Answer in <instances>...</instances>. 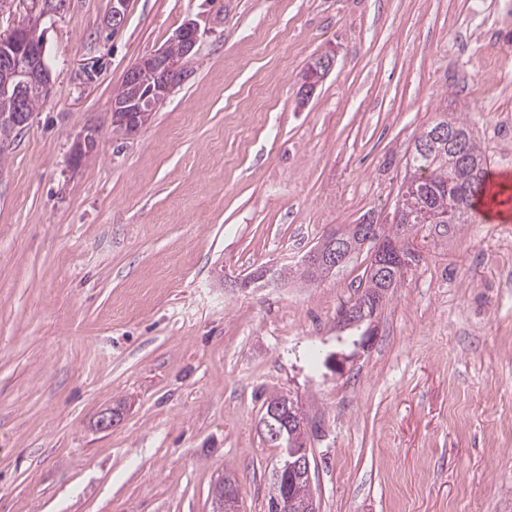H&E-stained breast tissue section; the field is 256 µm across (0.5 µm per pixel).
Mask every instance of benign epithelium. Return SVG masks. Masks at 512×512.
<instances>
[{"mask_svg": "<svg viewBox=\"0 0 512 512\" xmlns=\"http://www.w3.org/2000/svg\"><path fill=\"white\" fill-rule=\"evenodd\" d=\"M66 0H49L41 3V8L37 16L29 20L28 23L16 28V31L32 34L39 30L41 22L48 16L54 15L64 10ZM129 7V0H112V10L110 13L112 33L117 34L122 29ZM200 28L198 24L189 20L185 22L176 32L172 39L173 44L180 50L179 60H184L194 50L199 39ZM335 63V50H326L319 58L318 62L307 67L303 74L305 91H310L321 83L328 73L332 70ZM178 70L176 60L169 55L168 48L159 49L151 54L141 57L130 70L129 80L131 82L132 92L129 99L112 108V125L118 131L127 132L135 130L148 122L151 113L145 109L146 100L151 93L145 92V87L140 85L139 72H149L153 75L163 78H170ZM22 87L28 86L35 88L42 97L49 96L53 86L52 73L48 71L44 64L39 62V54L33 50L26 52L16 50L14 42L3 38L0 40V90L8 92L14 85ZM448 126L439 124L422 141L418 142L421 150L435 151L440 146L448 142ZM427 175L420 172H410L405 179L401 189L400 201L392 217V223L405 224L411 218L405 207L403 199L409 196H416L422 192L423 183ZM345 243L341 237V231L336 229L330 232V238L327 244H316L311 248L298 263V268L307 272H321L323 270H334L341 262ZM373 269L382 268L389 263H406L407 253L397 240L379 239L374 243V250L371 255ZM383 298L368 299L366 297L356 299L348 306L341 319L343 322L353 323L356 321L358 312L365 307L373 305L381 306ZM297 429L296 438L293 442V448L289 449L283 460L276 467V474L303 473L311 475V461L307 443V426L301 420H296Z\"/></svg>", "mask_w": 512, "mask_h": 512, "instance_id": "1", "label": "benign epithelium"}]
</instances>
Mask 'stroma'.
Wrapping results in <instances>:
<instances>
[{
	"label": "stroma",
	"instance_id": "stroma-1",
	"mask_svg": "<svg viewBox=\"0 0 512 512\" xmlns=\"http://www.w3.org/2000/svg\"><path fill=\"white\" fill-rule=\"evenodd\" d=\"M511 2L130 0L115 34L112 0H69L44 32L51 93L0 159V512H210L222 474L238 512H266V393L315 429L319 512H512V219L415 228L364 350L339 321L364 261L231 286L391 221L444 116L469 121L489 173L512 170ZM188 20L181 83L113 132L128 68ZM335 63V50H326L317 63H312L303 74L305 92H308L321 83L332 70Z\"/></svg>",
	"mask_w": 512,
	"mask_h": 512
}]
</instances>
